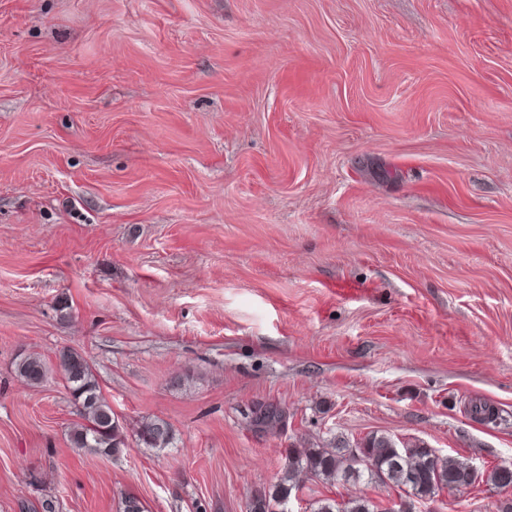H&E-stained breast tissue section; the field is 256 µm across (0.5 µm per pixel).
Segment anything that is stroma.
<instances>
[{
    "instance_id": "1",
    "label": "stroma",
    "mask_w": 512,
    "mask_h": 512,
    "mask_svg": "<svg viewBox=\"0 0 512 512\" xmlns=\"http://www.w3.org/2000/svg\"><path fill=\"white\" fill-rule=\"evenodd\" d=\"M66 347L118 456L16 372ZM372 432L512 463V0H0V512H247L288 449ZM362 491L401 495L289 507ZM56 368L74 400L83 422L69 432L74 448L105 456H117L127 446L123 427L103 397L95 372L82 353L64 348L56 357ZM137 440L146 448H169L174 441L170 424L159 417H149L142 421L137 431Z\"/></svg>"
}]
</instances>
